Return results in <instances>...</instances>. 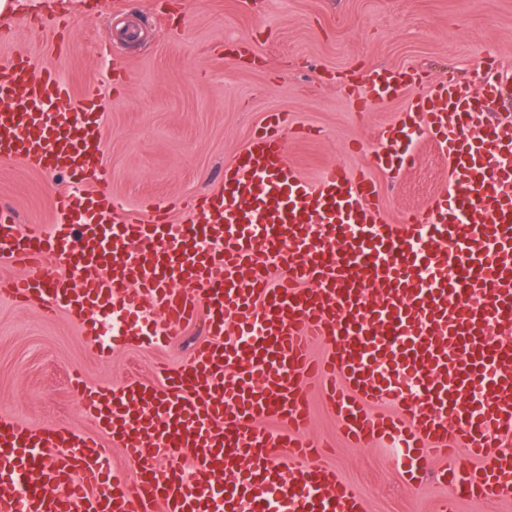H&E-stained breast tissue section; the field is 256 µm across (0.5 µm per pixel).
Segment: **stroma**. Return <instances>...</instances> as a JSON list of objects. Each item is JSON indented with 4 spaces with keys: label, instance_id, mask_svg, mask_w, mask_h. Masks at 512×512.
Instances as JSON below:
<instances>
[{
    "label": "stroma",
    "instance_id": "stroma-1",
    "mask_svg": "<svg viewBox=\"0 0 512 512\" xmlns=\"http://www.w3.org/2000/svg\"><path fill=\"white\" fill-rule=\"evenodd\" d=\"M0 16V65L52 58L75 95L101 93L103 160L126 215L146 203L186 202L219 189L229 164L269 112L287 113L286 157L308 183L332 166L370 167L379 133L432 82H476L495 64L512 84V0H13ZM378 66L401 67L412 84L373 111H358L353 89ZM315 128L297 137L296 129ZM416 162L373 170L385 216L398 223L448 186V159L429 136L413 142ZM18 159H0V206L21 230L54 222L64 188ZM198 316L169 344L114 337L92 349L81 320L0 295V416L31 429L91 430L71 393L72 377L119 391L153 381L158 365L180 368L206 339ZM311 432L334 443L327 456L367 512H434L448 489L429 478L403 483L383 446L348 447L320 393L309 396Z\"/></svg>",
    "mask_w": 512,
    "mask_h": 512
}]
</instances>
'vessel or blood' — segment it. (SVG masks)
Here are the masks:
<instances>
[{"instance_id":"b4317fda","label":"vessel or blood","mask_w":512,"mask_h":512,"mask_svg":"<svg viewBox=\"0 0 512 512\" xmlns=\"http://www.w3.org/2000/svg\"><path fill=\"white\" fill-rule=\"evenodd\" d=\"M410 81L369 70L359 111ZM501 97L491 72L477 86L440 81L380 132L379 169L417 124L448 158L451 189L431 199L421 247L412 225L385 219L370 175L332 167L306 182L286 160L284 112L267 113L225 165L223 190L197 197L190 218L154 206L116 219L95 88L74 96L53 66L24 56L0 68V155L72 181L45 237L0 207V260L29 270L0 291L80 318L96 349L111 309L159 312L171 341L203 308L210 334L179 369L158 368V382L117 394L75 382L96 433L1 416L0 512H350L358 495L306 434L317 385L352 446L404 449L408 485L437 474L450 490L439 512L512 492V341L500 337L512 327V134L484 122ZM315 340L327 348L318 360ZM385 401L391 411L370 414ZM108 437L135 479L113 476ZM165 449L189 456L193 474L158 468Z\"/></svg>"}]
</instances>
